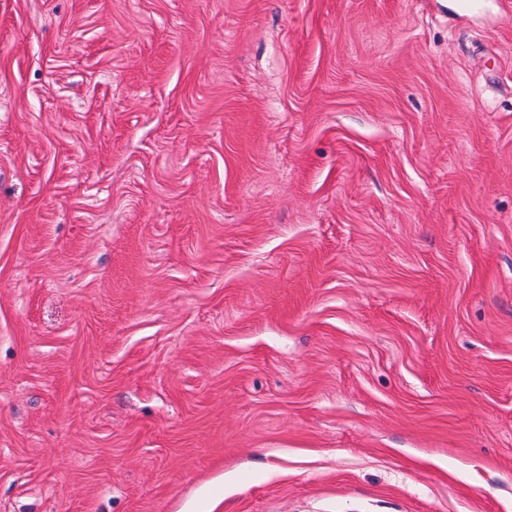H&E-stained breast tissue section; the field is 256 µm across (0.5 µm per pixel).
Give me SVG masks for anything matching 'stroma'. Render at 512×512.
I'll return each instance as SVG.
<instances>
[{"label": "stroma", "mask_w": 512, "mask_h": 512, "mask_svg": "<svg viewBox=\"0 0 512 512\" xmlns=\"http://www.w3.org/2000/svg\"><path fill=\"white\" fill-rule=\"evenodd\" d=\"M0 512H512V0H0Z\"/></svg>", "instance_id": "obj_1"}]
</instances>
